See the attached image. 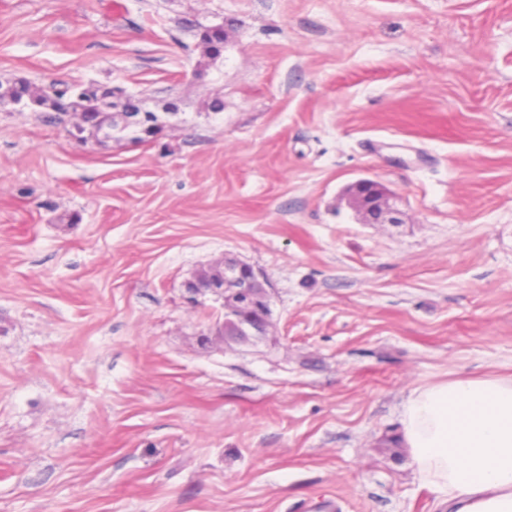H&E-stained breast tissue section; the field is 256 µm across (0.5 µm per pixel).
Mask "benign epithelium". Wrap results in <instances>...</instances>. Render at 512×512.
I'll return each instance as SVG.
<instances>
[{"label": "benign epithelium", "instance_id": "obj_1", "mask_svg": "<svg viewBox=\"0 0 512 512\" xmlns=\"http://www.w3.org/2000/svg\"><path fill=\"white\" fill-rule=\"evenodd\" d=\"M350 196L355 209L366 217V223H401L397 211L391 206L389 197L379 183L370 179L359 180L350 189ZM201 288L224 295L226 311L247 312L244 321L227 332V335L252 336L265 331L270 295L265 283L251 266L226 260L223 268L207 273L205 284L196 281L190 286L193 291Z\"/></svg>", "mask_w": 512, "mask_h": 512}]
</instances>
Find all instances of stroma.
I'll return each mask as SVG.
<instances>
[{
  "label": "stroma",
  "instance_id": "obj_1",
  "mask_svg": "<svg viewBox=\"0 0 512 512\" xmlns=\"http://www.w3.org/2000/svg\"><path fill=\"white\" fill-rule=\"evenodd\" d=\"M19 80L158 121L0 108V512H442L401 413L512 378V0H0ZM228 259L262 335L188 289ZM187 28L193 31L194 36L198 39L199 44L204 46V52L207 57L214 59L220 55L221 49L224 48V26L221 24L205 25L202 23H189ZM212 44H220L223 47L218 50L211 47ZM355 209L366 217L367 224L400 223L397 211L379 183L370 179L357 181L350 189ZM207 280L201 286L199 280L189 289L197 291L200 288L213 293L224 294L226 311L244 310L248 313L244 321L235 329L226 332V336H252L262 334L267 324V309L270 307V295L265 283L261 281L253 268L235 260H225L222 269L206 273Z\"/></svg>",
  "mask_w": 512,
  "mask_h": 512
}]
</instances>
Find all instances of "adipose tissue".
Masks as SVG:
<instances>
[{"label": "adipose tissue", "instance_id": "obj_1", "mask_svg": "<svg viewBox=\"0 0 512 512\" xmlns=\"http://www.w3.org/2000/svg\"><path fill=\"white\" fill-rule=\"evenodd\" d=\"M402 435L418 478L448 512H512V381L416 388Z\"/></svg>", "mask_w": 512, "mask_h": 512}]
</instances>
